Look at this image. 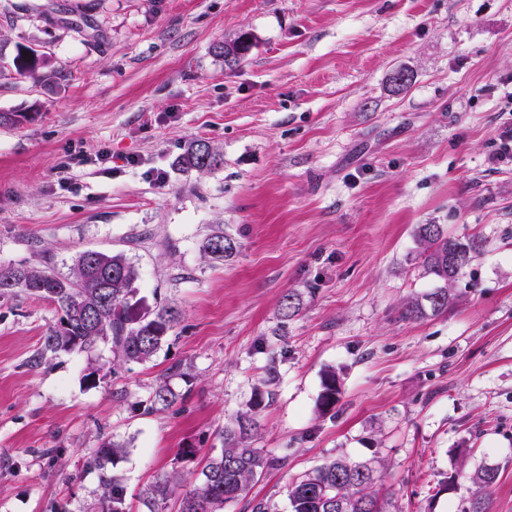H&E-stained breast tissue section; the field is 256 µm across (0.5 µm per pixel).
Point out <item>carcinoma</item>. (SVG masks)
Wrapping results in <instances>:
<instances>
[{
  "label": "carcinoma",
  "instance_id": "carcinoma-1",
  "mask_svg": "<svg viewBox=\"0 0 512 512\" xmlns=\"http://www.w3.org/2000/svg\"><path fill=\"white\" fill-rule=\"evenodd\" d=\"M250 47V37L242 34L227 44V50L215 48V54L229 65L237 64ZM50 63L46 54L25 45L16 46L15 54L10 56L0 49L1 78L13 73L25 76ZM221 164L220 154L204 140L191 142L178 159L179 169L184 172L211 171ZM416 239L424 275L434 280L435 287L420 298L408 299L404 308L408 317L423 320L448 311L455 303L453 284L480 252L481 244L473 237L450 236L440 224L420 225ZM450 247L456 259L451 268ZM202 250L214 259L227 260L239 252V244L230 235H214L202 243ZM137 278L136 269L124 253L85 251L68 276L57 273L49 258L37 264L1 268L0 294L22 293L55 307L57 321L42 336L41 350L34 363H41L48 353H89L99 344L108 343L115 373L129 362L150 360L179 320L178 310L170 305L142 311L132 303ZM299 309V296L285 295L280 302L281 319H291ZM337 393L336 376L329 374L320 396L323 411L329 412L336 406ZM270 396L269 391L255 389L249 410L224 427V448L209 457L199 483L181 498L180 512H223L224 504L246 496L252 484L274 466V460L261 449L251 447L259 430V415ZM175 399L171 388L162 381L153 390L151 404L166 408ZM123 452L122 444L104 442L91 458L99 472L100 512H126L124 489L110 469L113 459ZM498 478L499 468L495 466L477 468L471 476L476 491L460 512H487V492ZM374 483L375 469L371 465L345 457L331 459L289 484L291 512H382L373 491ZM175 487L174 477L164 474L143 488L140 498L147 512H165Z\"/></svg>",
  "mask_w": 512,
  "mask_h": 512
}]
</instances>
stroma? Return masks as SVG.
<instances>
[{"label": "stroma", "mask_w": 512, "mask_h": 512, "mask_svg": "<svg viewBox=\"0 0 512 512\" xmlns=\"http://www.w3.org/2000/svg\"><path fill=\"white\" fill-rule=\"evenodd\" d=\"M243 33L242 63L214 56ZM18 44L54 74L0 79V112L32 115L0 125V266L47 252L66 275L121 251L140 308L180 320L92 384L109 345L31 366L56 310L0 295V512H97L106 440L129 512L161 474L191 489L272 358L254 445L277 464L224 512H289V483L338 455L382 462L386 512H458L485 464L488 512H512V0H0V48ZM398 68L414 80L396 95ZM199 139L223 166L175 170ZM422 224L483 247L458 303L416 321ZM216 230L241 244L231 261L200 250ZM162 380L177 399L156 410Z\"/></svg>", "instance_id": "35a3bbf8"}]
</instances>
